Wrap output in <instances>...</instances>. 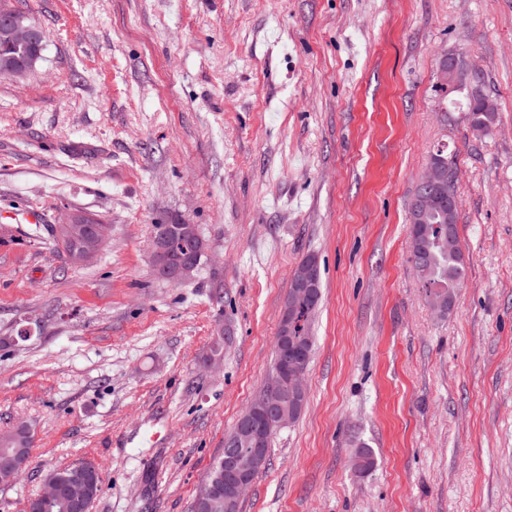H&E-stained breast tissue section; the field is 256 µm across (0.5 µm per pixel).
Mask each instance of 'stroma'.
I'll return each mask as SVG.
<instances>
[{
    "instance_id": "35a3bbf8",
    "label": "stroma",
    "mask_w": 512,
    "mask_h": 512,
    "mask_svg": "<svg viewBox=\"0 0 512 512\" xmlns=\"http://www.w3.org/2000/svg\"><path fill=\"white\" fill-rule=\"evenodd\" d=\"M23 6L45 48L0 76V434L27 425L32 452L0 512L81 460L91 512H191L310 254L307 403L240 512H512V0ZM443 52L479 70L490 132L438 94ZM443 146L467 259L444 318L407 224ZM72 212L110 227L86 266L51 246ZM156 224L197 225L192 280L156 276Z\"/></svg>"
}]
</instances>
